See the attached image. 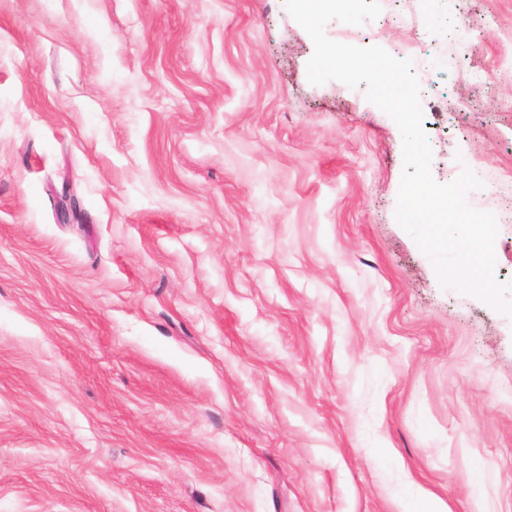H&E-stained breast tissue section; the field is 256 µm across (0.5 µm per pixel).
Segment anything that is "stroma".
Returning <instances> with one entry per match:
<instances>
[{
	"label": "stroma",
	"mask_w": 512,
	"mask_h": 512,
	"mask_svg": "<svg viewBox=\"0 0 512 512\" xmlns=\"http://www.w3.org/2000/svg\"><path fill=\"white\" fill-rule=\"evenodd\" d=\"M380 4L356 44L423 61L512 282V0ZM313 52L284 0H0V512H512V319L440 286L398 126Z\"/></svg>",
	"instance_id": "35a3bbf8"
}]
</instances>
